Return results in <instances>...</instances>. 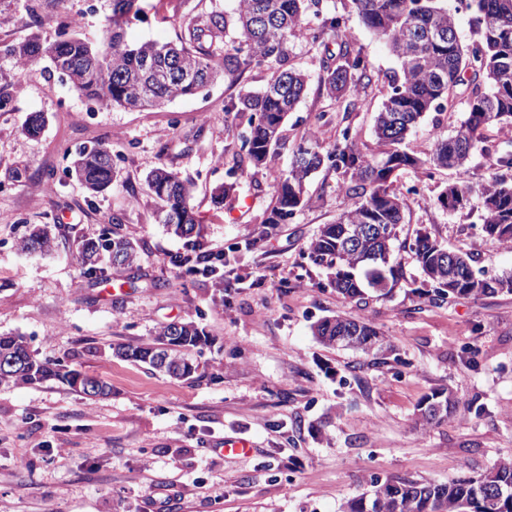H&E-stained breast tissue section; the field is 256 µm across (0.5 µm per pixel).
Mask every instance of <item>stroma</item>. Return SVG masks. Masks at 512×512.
Instances as JSON below:
<instances>
[{"label": "stroma", "mask_w": 512, "mask_h": 512, "mask_svg": "<svg viewBox=\"0 0 512 512\" xmlns=\"http://www.w3.org/2000/svg\"><path fill=\"white\" fill-rule=\"evenodd\" d=\"M211 6L229 12L234 0H142L144 13L126 38H174L176 21ZM69 7L80 18L74 32L99 42L110 0ZM51 12L48 0H17L16 11L0 17V46L34 32L54 40ZM35 13L42 25L33 24ZM346 36L362 47L377 88L359 110L337 111L319 83V59L334 54L336 43L296 42L293 60L309 81L270 167L288 169L310 132L330 149L347 125L362 152L377 153L374 115L398 63L358 17ZM0 73L12 96L0 111V334H22L38 357L112 389L91 399L57 382L0 385V512H341L376 476L447 482L512 456V294L432 302L409 250L427 232L448 250L471 254L485 274L512 269V250L475 224L478 196L457 213L437 203L448 184L481 187L491 174L487 157L475 155L461 171L433 170L424 181L413 170L398 172L397 189L420 185L407 198L391 256L404 278L393 295L359 307L307 257L320 227L349 204L339 173H316L309 203L285 224L261 221L273 197L262 169L241 177L223 204L212 200L234 163L237 134L224 125V106L261 89L268 67L134 111L86 100L45 60L20 69L0 56ZM32 112L47 117L37 139L23 132ZM468 116L467 98L458 95L454 111L426 115L409 148L428 155L436 135L455 134ZM98 145L112 148L120 177L92 196L65 170L76 150ZM162 164L194 182L200 239L223 252V282L176 266L185 242L159 224L145 183ZM33 224L57 225L50 254L18 250ZM111 224L137 244L138 266L98 283L83 277L73 255L81 239ZM336 315L368 317L384 350L366 357L319 343L312 325ZM190 320L212 339L199 358L201 378L176 380L113 354ZM442 388L455 396V415L422 425L418 402ZM238 437L250 452H224L225 439Z\"/></svg>", "instance_id": "35a3bbf8"}]
</instances>
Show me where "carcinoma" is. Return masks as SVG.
Wrapping results in <instances>:
<instances>
[{
  "label": "carcinoma",
  "mask_w": 512,
  "mask_h": 512,
  "mask_svg": "<svg viewBox=\"0 0 512 512\" xmlns=\"http://www.w3.org/2000/svg\"><path fill=\"white\" fill-rule=\"evenodd\" d=\"M138 0H112V15L102 40L93 44L60 25L58 37L44 42L37 35L6 47L15 66L24 68L47 58L59 77L81 95L100 104L127 108L161 106L202 92L219 76L235 82L244 72L265 65L270 78L262 89L245 91L224 106V125L244 121L238 134L234 165L228 181L218 188L213 202L235 192L238 177L250 168L266 166L271 150L280 146L282 127L295 110L307 85V75L295 68L294 42L325 45L336 39L338 52L320 62V86L348 112L364 104L363 93L379 77L368 65L362 48L345 39L348 15H357L376 38L384 41L397 58L399 75L388 85L374 125L381 156L361 152L350 127L340 130L332 150H319L316 138L306 135L293 154L287 171L267 170L274 189L273 203L262 216L264 224H284L294 211L308 202L305 194L310 177L321 168L343 175L350 204L335 222L325 224L308 247L309 260L330 271V285L344 298L361 304L372 291L391 292L402 277L390 263L398 227L407 207L405 195L394 187L395 172L414 168L425 173L432 168L464 169L479 153L491 167L512 171V152L491 144V129H512V0H460L473 11L476 38L460 40L456 13L448 0H341L342 10H324V0H235L228 13L216 7L194 12L177 22L172 41L130 44L126 24L138 17ZM321 18L310 24L309 16ZM468 90L469 117L453 136H439L429 157L422 159L405 147L408 133L429 112L453 108L456 89ZM46 119L39 112L27 117L23 130L39 136ZM71 172L93 194L117 180L112 150L106 146L80 149ZM150 193L160 204V221L166 230L187 240L190 254L178 260L190 274L222 278L224 253L200 249L201 218L192 203L193 183L165 166L146 177ZM474 192L460 181L438 197L449 212L465 208ZM482 209L478 223L486 237L512 244V181L492 177L480 189ZM358 226H378L383 235H367L352 250L350 231ZM54 236L48 225L24 238L23 252L45 253ZM444 245L429 234H420L410 247L424 277L432 284L430 300L478 298L498 293L512 294V270L488 277L474 270L467 254H454L455 263L442 270L437 256ZM139 259L132 241L106 230L96 239L81 243L75 260L81 274L94 281L108 277V269H133ZM313 333L328 346H346L369 356L381 345L380 333L365 317L336 316L313 326ZM210 338L193 321L162 327L151 341L136 347L120 346L116 354L141 362L175 379H191L198 373L194 354ZM17 356L24 364L2 384L32 385L54 381L79 392L93 382L96 396L110 393L108 384L59 360L40 359L22 335H0V356ZM434 404L443 411H431ZM455 410V400L445 390H435L417 405V420L439 424ZM343 512H512V459L504 458L492 468L464 475L446 483L412 478H376L371 489L344 505Z\"/></svg>",
  "instance_id": "carcinoma-1"
}]
</instances>
